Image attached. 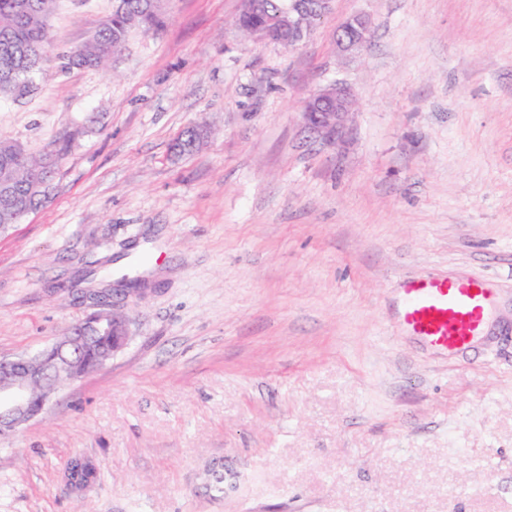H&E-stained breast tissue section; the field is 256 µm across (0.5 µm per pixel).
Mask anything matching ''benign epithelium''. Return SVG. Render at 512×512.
Here are the masks:
<instances>
[{
	"label": "benign epithelium",
	"mask_w": 512,
	"mask_h": 512,
	"mask_svg": "<svg viewBox=\"0 0 512 512\" xmlns=\"http://www.w3.org/2000/svg\"><path fill=\"white\" fill-rule=\"evenodd\" d=\"M332 0H288L272 25L253 31L261 41L296 47L306 40L316 19L324 17ZM370 37L368 20L356 14L339 29L338 47L350 52L363 46ZM353 92L344 83L325 86L304 101L305 125L331 141L336 138L345 116L352 110ZM89 336L86 325L68 329L51 344V356L40 353L0 356V440L15 435L48 408L59 392L55 377L72 372L77 346Z\"/></svg>",
	"instance_id": "1"
}]
</instances>
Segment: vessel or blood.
I'll list each match as a JSON object with an SVG mask.
<instances>
[{
  "label": "vessel or blood",
  "instance_id": "b4317fda",
  "mask_svg": "<svg viewBox=\"0 0 512 512\" xmlns=\"http://www.w3.org/2000/svg\"><path fill=\"white\" fill-rule=\"evenodd\" d=\"M490 304V292L481 280L420 278L405 290L401 318L414 335L432 347L457 351L473 341Z\"/></svg>",
  "mask_w": 512,
  "mask_h": 512
}]
</instances>
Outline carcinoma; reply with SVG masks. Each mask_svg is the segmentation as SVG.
I'll return each mask as SVG.
<instances>
[{
	"label": "carcinoma",
	"instance_id": "carcinoma-1",
	"mask_svg": "<svg viewBox=\"0 0 512 512\" xmlns=\"http://www.w3.org/2000/svg\"><path fill=\"white\" fill-rule=\"evenodd\" d=\"M18 0H0V60L9 57L15 64L12 78L0 77V96H13L18 86L31 85L32 75L41 64L51 59L52 43L47 25L41 17L51 13L54 0H28L35 17L30 19L17 12ZM284 0H263V11L254 17H239L237 25L241 29L259 26L277 15ZM165 22L164 6L155 5L150 0H122V5L114 8L110 20L97 30L79 49L59 55L60 67L98 68L104 60L118 52L128 39L130 32L138 27L154 30ZM201 139L192 135L191 129L183 131L175 140L173 150L178 155L194 152ZM41 158L24 154L18 156L17 146L9 139H0V174L9 171L15 185L16 195L23 200L30 211L40 209L45 200L31 187V174L36 170ZM120 343V338L112 334V323H105L90 340L85 343L78 356V371L88 373L98 367L102 355L112 352V347ZM64 478L77 491L95 483L98 472L93 462L83 456L73 457L65 467Z\"/></svg>",
	"mask_w": 512,
	"mask_h": 512
}]
</instances>
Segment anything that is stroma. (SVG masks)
<instances>
[{
    "label": "stroma",
    "instance_id": "35a3bbf8",
    "mask_svg": "<svg viewBox=\"0 0 512 512\" xmlns=\"http://www.w3.org/2000/svg\"><path fill=\"white\" fill-rule=\"evenodd\" d=\"M114 0H56L57 54ZM240 0H168L109 70H39L0 135L73 144L0 235V355L48 347L108 288L132 318L104 367L0 441V512H512V0H333L295 48ZM367 16L368 44L336 31ZM357 103L335 144L313 91ZM210 137L169 151L186 127ZM476 277L460 351L401 322L410 279ZM99 478L61 480L73 455ZM353 92L344 83L325 86L304 101L302 114L305 125L331 141L336 138L345 116L352 110Z\"/></svg>",
    "mask_w": 512,
    "mask_h": 512
}]
</instances>
